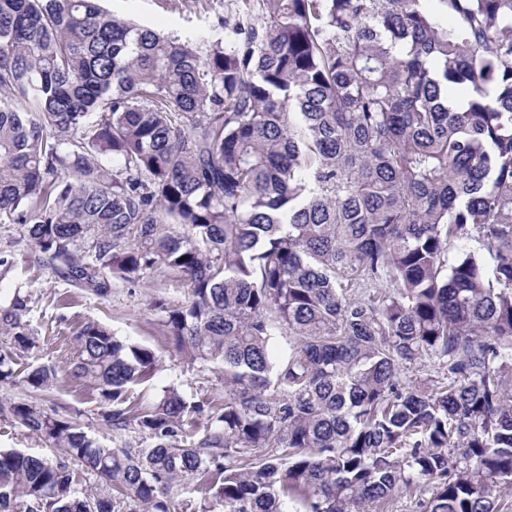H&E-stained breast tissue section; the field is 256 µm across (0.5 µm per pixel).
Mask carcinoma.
Masks as SVG:
<instances>
[{
  "instance_id": "carcinoma-1",
  "label": "carcinoma",
  "mask_w": 512,
  "mask_h": 512,
  "mask_svg": "<svg viewBox=\"0 0 512 512\" xmlns=\"http://www.w3.org/2000/svg\"><path fill=\"white\" fill-rule=\"evenodd\" d=\"M1 214L95 296L178 275L163 326L224 407L124 406L158 357L88 321L71 375L151 443L1 403L56 455L0 449V512H172L192 480L224 512H512V0H234L207 54L100 0H0ZM33 304L0 303L3 384ZM84 426L87 427L85 428V431L88 433L89 436L96 439L101 445L106 447H118L122 443H124V441H133L134 444L142 443V446H148L150 444V440L141 439V437L137 433H134L132 431L125 433H117L115 431L102 427L92 419H90L89 422L85 421Z\"/></svg>"
}]
</instances>
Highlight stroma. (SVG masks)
<instances>
[{"label":"stroma","mask_w":512,"mask_h":512,"mask_svg":"<svg viewBox=\"0 0 512 512\" xmlns=\"http://www.w3.org/2000/svg\"><path fill=\"white\" fill-rule=\"evenodd\" d=\"M231 0H102L114 14L133 19L161 34L194 41L201 52H209L224 38L222 22ZM8 251L10 271L0 277V300L9 301L19 288L29 289L39 301L29 315L38 331L35 349L17 359L15 383L0 386V400L25 397L28 389L22 377L28 367L47 365L57 371V383L50 393L39 396L44 409L80 408L98 410L102 401L98 387L90 381L71 377L75 357L71 341L88 321L108 324L116 336L155 352L159 365L151 380L131 387L127 405L140 409L152 405L163 389L173 385L186 396H194L198 385L193 367L176 355L161 321L159 303L184 300L187 288L168 272H151L137 285L112 287L103 297L89 294L65 281L58 269L47 264L27 240L22 225L0 222V251Z\"/></svg>","instance_id":"stroma-1"}]
</instances>
